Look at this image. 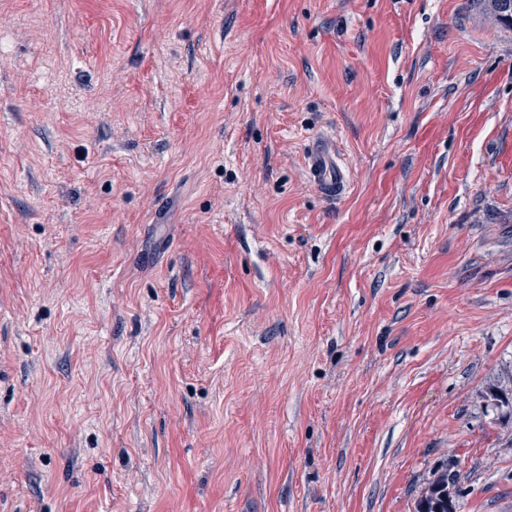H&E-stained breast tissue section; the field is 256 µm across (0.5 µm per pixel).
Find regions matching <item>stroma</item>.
<instances>
[{
  "mask_svg": "<svg viewBox=\"0 0 512 512\" xmlns=\"http://www.w3.org/2000/svg\"><path fill=\"white\" fill-rule=\"evenodd\" d=\"M495 387L512 30L0 0V512H414L443 472L457 512H512ZM310 173L327 195H341L347 188L346 174L337 156L335 160L333 144L329 140L312 152Z\"/></svg>",
  "mask_w": 512,
  "mask_h": 512,
  "instance_id": "obj_1",
  "label": "stroma"
}]
</instances>
